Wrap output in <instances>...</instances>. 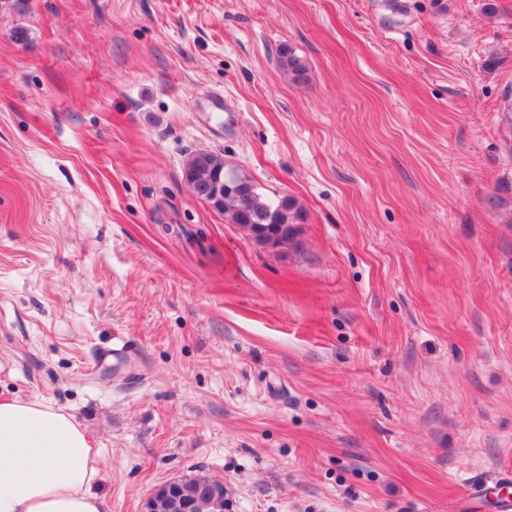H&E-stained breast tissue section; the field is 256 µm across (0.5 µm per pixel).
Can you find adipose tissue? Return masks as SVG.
<instances>
[{
	"label": "adipose tissue",
	"instance_id": "obj_1",
	"mask_svg": "<svg viewBox=\"0 0 512 512\" xmlns=\"http://www.w3.org/2000/svg\"><path fill=\"white\" fill-rule=\"evenodd\" d=\"M98 453L81 424L42 399L0 402V512H103Z\"/></svg>",
	"mask_w": 512,
	"mask_h": 512
}]
</instances>
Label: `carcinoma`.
Here are the masks:
<instances>
[{
  "label": "carcinoma",
  "mask_w": 512,
  "mask_h": 512,
  "mask_svg": "<svg viewBox=\"0 0 512 512\" xmlns=\"http://www.w3.org/2000/svg\"><path fill=\"white\" fill-rule=\"evenodd\" d=\"M280 64L295 80L304 78L306 68L300 58L288 48L279 50ZM184 175L193 183L196 196L212 206L233 224L239 225L248 235L256 228L269 223L278 226L282 244L293 243L300 233L304 210L289 196L268 197L258 183L248 174L228 164L224 156L212 151L191 154L184 165ZM231 178L232 189L224 197L212 200L213 184L218 179ZM217 480L207 477L186 479L183 489L192 503V512H224L209 495L211 485Z\"/></svg>",
  "instance_id": "cac0c4a2"
}]
</instances>
